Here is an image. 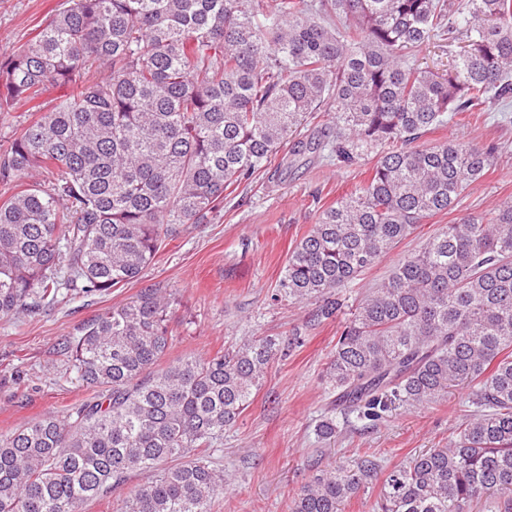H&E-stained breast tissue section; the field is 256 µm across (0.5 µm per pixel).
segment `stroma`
<instances>
[{"mask_svg": "<svg viewBox=\"0 0 512 512\" xmlns=\"http://www.w3.org/2000/svg\"><path fill=\"white\" fill-rule=\"evenodd\" d=\"M64 2L0 0V56L20 50ZM451 136L494 142L502 151L455 209L426 220V234L512 198V111L470 117L426 140L434 144ZM364 171L361 164L282 153L272 171L236 188L206 223L180 225L137 281L105 296L0 317V435L95 397L97 388L63 361L59 345L105 309L160 288L170 301L167 360L205 357L255 337L293 343L211 450L230 479L215 512H288L293 491L331 462L350 465L372 454L389 470L419 452L446 447L452 424L470 410L466 391H451L441 403L416 412L393 411L369 425L337 406L325 380L341 319L318 322L312 304L271 299L289 252L319 208L355 191ZM330 417L338 434L329 442L318 437L317 427Z\"/></svg>", "mask_w": 512, "mask_h": 512, "instance_id": "1", "label": "stroma"}]
</instances>
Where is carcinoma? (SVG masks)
I'll return each instance as SVG.
<instances>
[{
    "label": "carcinoma",
    "mask_w": 512,
    "mask_h": 512,
    "mask_svg": "<svg viewBox=\"0 0 512 512\" xmlns=\"http://www.w3.org/2000/svg\"><path fill=\"white\" fill-rule=\"evenodd\" d=\"M460 43L448 73L409 60ZM63 94L0 155V316L108 294L136 280L181 224L265 173L283 146L374 160L319 210L274 300L350 311L326 378L380 421L468 389L455 441L384 472L372 455L293 493L289 512H342L380 483L377 512H512V201L423 239L353 305L341 289L458 203L500 147L424 135L512 98V0H68L0 57V112ZM324 132L297 138L325 111ZM53 181H27L32 171ZM156 289L85 324L61 352L103 397L0 436V512H82L151 474L116 512H212L224 476L207 450L251 404L272 338L161 366Z\"/></svg>",
    "instance_id": "cac0c4a2"
}]
</instances>
